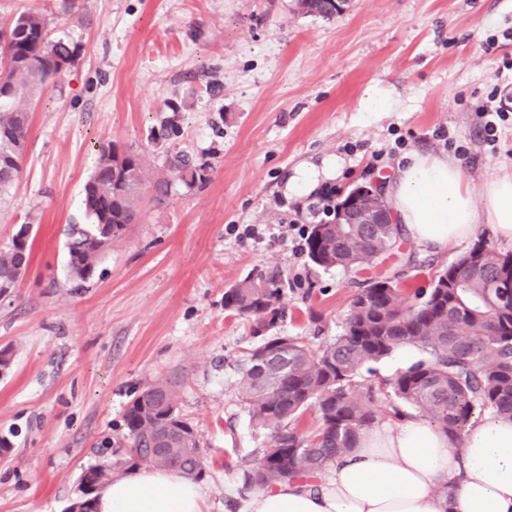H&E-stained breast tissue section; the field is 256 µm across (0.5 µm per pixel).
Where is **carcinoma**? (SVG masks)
Instances as JSON below:
<instances>
[{
  "instance_id": "cac0c4a2",
  "label": "carcinoma",
  "mask_w": 512,
  "mask_h": 512,
  "mask_svg": "<svg viewBox=\"0 0 512 512\" xmlns=\"http://www.w3.org/2000/svg\"><path fill=\"white\" fill-rule=\"evenodd\" d=\"M306 14L332 19L334 0H298ZM78 48L53 39L46 17L19 13L0 29V198L16 185L31 129V104L50 75L74 66ZM209 165L177 152L164 172L151 178L140 151L115 143L101 147L84 186L86 222L65 228L67 271L85 282L112 243L142 218L144 195L162 205L175 187L194 188L209 179ZM310 226L307 256L315 266L354 268L393 251L401 241L399 224H333L324 233ZM30 238L0 249V281L12 279L16 262L30 257ZM512 254L483 241L434 276L423 300L410 305L397 277L378 278L354 295L341 333L312 347L298 336H272L247 352L241 364L240 392L257 429L270 431L255 467L244 471L249 487L303 478L321 472L356 447L376 418L379 399L395 418L406 406L430 418L455 439L461 438L475 410L512 422V305L498 284H507ZM283 283L276 274L248 275L224 292V310L252 318L258 328H274L281 316ZM414 345L425 358L363 384L364 367ZM129 403L124 423L127 447L116 458L85 469L82 483L104 486L116 472L147 464L202 474V458L191 425L178 409L170 384L149 385ZM317 415L310 435L297 431L308 409ZM167 449H158L159 432Z\"/></svg>"
}]
</instances>
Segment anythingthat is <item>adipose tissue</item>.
Masks as SVG:
<instances>
[{
  "label": "adipose tissue",
  "mask_w": 512,
  "mask_h": 512,
  "mask_svg": "<svg viewBox=\"0 0 512 512\" xmlns=\"http://www.w3.org/2000/svg\"><path fill=\"white\" fill-rule=\"evenodd\" d=\"M394 220L416 241L445 249L493 225L512 239V171L486 181L474 203L459 163L413 154L388 179ZM239 512H512V422L469 425L452 441L418 415L370 429L328 474L245 493ZM198 483L172 469L132 470L99 493V512H202Z\"/></svg>",
  "instance_id": "1"
}]
</instances>
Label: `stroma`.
I'll use <instances>...</instances> for the list:
<instances>
[{"label": "stroma", "mask_w": 512, "mask_h": 512, "mask_svg": "<svg viewBox=\"0 0 512 512\" xmlns=\"http://www.w3.org/2000/svg\"><path fill=\"white\" fill-rule=\"evenodd\" d=\"M295 0H0V26L44 14L76 64L32 104L18 183L0 202V247L37 229L30 266L0 296V512H67L99 437H122L135 394L158 380L178 395L203 457L204 512H237L242 467L268 443L241 399L239 367L268 335L318 345L337 336L353 295L399 276L406 295L470 250L405 237L355 270L307 257L317 173L345 192L393 177L410 153L459 161L469 191L512 170V0H352L331 20ZM377 92L387 111L366 108ZM502 111L487 143L476 108ZM179 133L155 141L161 122ZM137 147L148 173L182 151L209 164L113 243L93 277L70 280L64 228L109 142ZM253 224L258 236L242 230ZM279 271L272 332L225 311L224 292Z\"/></svg>", "instance_id": "obj_1"}]
</instances>
